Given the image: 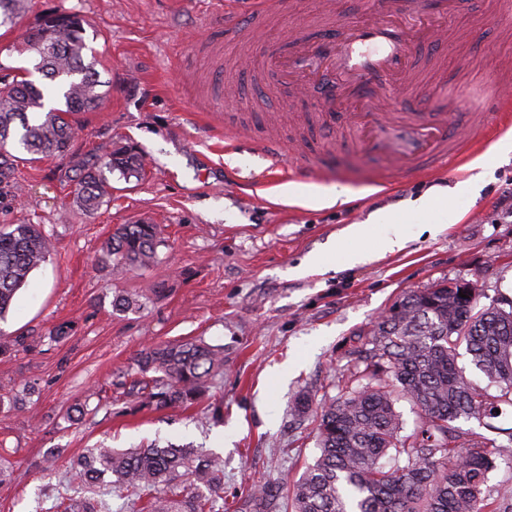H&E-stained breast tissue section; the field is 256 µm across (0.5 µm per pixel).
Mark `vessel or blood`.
Masks as SVG:
<instances>
[{"label": "vessel or blood", "mask_w": 512, "mask_h": 512, "mask_svg": "<svg viewBox=\"0 0 512 512\" xmlns=\"http://www.w3.org/2000/svg\"><path fill=\"white\" fill-rule=\"evenodd\" d=\"M470 0H371L370 18L336 14L330 0H319L309 26L291 29L295 51L272 58L291 86L317 83V119L328 128L321 144L304 148L271 134L261 144L272 167L291 156L301 171L326 170L335 147L373 159V183L391 190L398 178L423 176L448 161L464 162L487 148L493 135L512 129V71L497 76L496 91L476 97L470 112L448 116V99L405 110L427 74L413 55L419 45L437 40L439 27L428 16L452 19Z\"/></svg>", "instance_id": "b4317fda"}]
</instances>
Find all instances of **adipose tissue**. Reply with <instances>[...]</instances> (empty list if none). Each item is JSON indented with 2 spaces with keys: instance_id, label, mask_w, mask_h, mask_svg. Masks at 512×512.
Wrapping results in <instances>:
<instances>
[{
  "instance_id": "1",
  "label": "adipose tissue",
  "mask_w": 512,
  "mask_h": 512,
  "mask_svg": "<svg viewBox=\"0 0 512 512\" xmlns=\"http://www.w3.org/2000/svg\"><path fill=\"white\" fill-rule=\"evenodd\" d=\"M448 211V198L442 193H426L415 198L405 214L379 209L371 213L368 223L353 224L346 230L351 247L345 252V261L356 264L367 252L394 250L405 247L414 235V227L426 225L429 231L443 229L441 220Z\"/></svg>"
}]
</instances>
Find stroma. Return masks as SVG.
Masks as SVG:
<instances>
[{"label":"stroma","instance_id":"stroma-1","mask_svg":"<svg viewBox=\"0 0 512 512\" xmlns=\"http://www.w3.org/2000/svg\"><path fill=\"white\" fill-rule=\"evenodd\" d=\"M14 26L0 28V64L32 66L23 52L27 29L46 12L77 14L102 61L107 98L78 114L84 134L68 154L20 161L0 178V225L38 224L55 246L18 291L0 333L33 337L30 351L0 355V512H47L67 488L65 473L42 477L48 452L69 458L86 449L189 444L224 463V512H289L284 480H296L317 454L316 422L292 415L299 394L336 396V378L379 317L407 290L472 281L488 297L512 298V212L500 200L512 189V152L481 153L485 182L478 197L448 198L451 224L416 233L395 252L354 266L302 270L306 258L335 247L345 229L381 208L401 210L434 187L468 179L469 165L402 181L384 193L370 183L371 159L337 151L311 190L348 189L342 207H316L261 187L269 165L253 138L263 116L288 129L309 111L314 94H261L268 49H289V31L309 19L313 0H284L264 17L256 41L229 39L224 16L238 0H27ZM487 0L455 16L440 38V69L425 98L449 86L493 79L512 63V30L489 15ZM221 73L239 103L214 113L215 123L247 140L225 149L199 113L216 104L208 82ZM127 141L147 160L144 176L110 175L112 199L97 214L73 202L78 166L113 142ZM159 225L164 238L152 269L127 273L98 257L119 224ZM138 294L144 307L114 310L118 296ZM69 324L67 340L49 333ZM204 339L224 348V377L206 402L177 411L130 412L120 385L147 344ZM87 406L81 420L70 410ZM267 484L253 500V479Z\"/></svg>","mask_w":512,"mask_h":512}]
</instances>
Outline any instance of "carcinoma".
Segmentation results:
<instances>
[{
	"instance_id": "cac0c4a2",
	"label": "carcinoma",
	"mask_w": 512,
	"mask_h": 512,
	"mask_svg": "<svg viewBox=\"0 0 512 512\" xmlns=\"http://www.w3.org/2000/svg\"><path fill=\"white\" fill-rule=\"evenodd\" d=\"M24 0H0V27L15 24ZM24 50L48 84L30 71L0 78V173L14 169L22 150L38 157L66 154L81 133L79 112L101 108L106 93L95 50L75 14L50 12L28 30ZM128 181L145 174L136 148L118 144L80 169L74 203L88 214L110 202L103 170ZM156 224H120L102 247L99 262L141 271L158 261ZM53 252L38 224L0 227V319L30 274ZM466 294L462 298L459 293ZM485 290L438 283L408 290L377 320L355 351L352 370L337 380L338 394L317 415L319 454L293 482L290 512H512V495L488 486L496 460L512 450L453 425L479 421L501 406L512 407V299L481 303ZM465 347L475 367L497 388L492 394L466 378L457 365ZM134 365L144 380L124 390L128 401L155 410H177L200 401L224 375V348L198 338L155 343ZM416 409V428L402 434L398 399ZM405 459L386 468L383 458ZM221 461L196 448L172 446L90 448L70 465L79 496L58 497L51 509L108 512L81 496L101 475L114 477L102 494L147 498L145 512H215L223 498Z\"/></svg>"
}]
</instances>
